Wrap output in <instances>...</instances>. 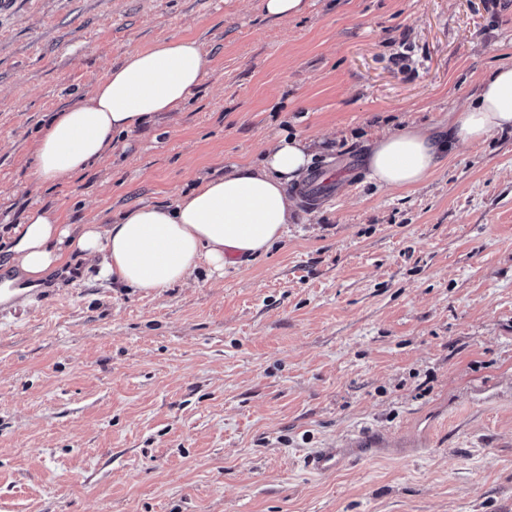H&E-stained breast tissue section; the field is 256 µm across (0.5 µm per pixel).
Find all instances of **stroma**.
<instances>
[{"label":"stroma","mask_w":512,"mask_h":512,"mask_svg":"<svg viewBox=\"0 0 512 512\" xmlns=\"http://www.w3.org/2000/svg\"><path fill=\"white\" fill-rule=\"evenodd\" d=\"M188 37L175 112L56 185L35 143L132 48ZM512 65V0H0V250L30 210L108 224L285 136L336 184L269 251L154 295L71 255L0 305V512H512V134L421 185L367 183L383 133L447 126ZM386 448L316 473L357 435ZM266 14L276 18H288L301 13L305 0H262Z\"/></svg>","instance_id":"1"}]
</instances>
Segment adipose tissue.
<instances>
[{
    "label": "adipose tissue",
    "mask_w": 512,
    "mask_h": 512,
    "mask_svg": "<svg viewBox=\"0 0 512 512\" xmlns=\"http://www.w3.org/2000/svg\"><path fill=\"white\" fill-rule=\"evenodd\" d=\"M207 73L200 44L170 38L147 50H131L80 102L53 117L35 145L38 182L54 184L100 160L116 132H131L156 113L178 110ZM512 131V66L485 77L473 98L455 112L447 130L415 126L376 138L365 157L367 182L401 189L425 182L460 144ZM311 141L279 139L260 164L235 165L203 181L174 205L126 209L114 223L76 227L46 210H30L14 229L5 264L28 287L39 286L51 269L80 254L102 276L130 288L162 293L199 266L223 272L235 257L267 252L292 222L287 187L313 161Z\"/></svg>",
    "instance_id": "adipose-tissue-1"
}]
</instances>
